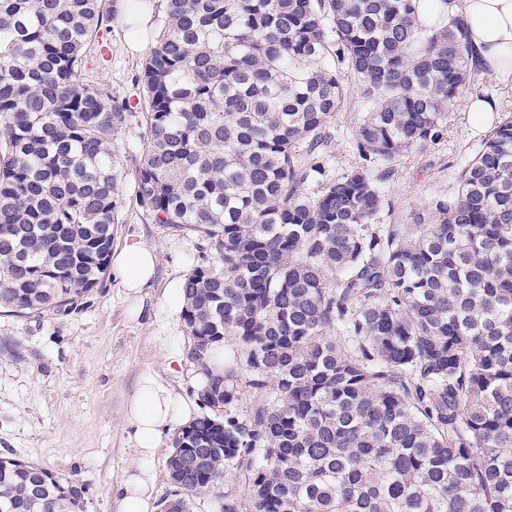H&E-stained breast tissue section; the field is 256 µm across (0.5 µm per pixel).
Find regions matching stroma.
Listing matches in <instances>:
<instances>
[{"mask_svg": "<svg viewBox=\"0 0 512 512\" xmlns=\"http://www.w3.org/2000/svg\"><path fill=\"white\" fill-rule=\"evenodd\" d=\"M99 39L100 46L88 52V82L106 85L120 98L135 97L146 51L129 50L128 27L119 14L103 26ZM142 135L134 118L112 141L125 168L112 248L138 240L157 251L156 274L141 291L142 317L132 318L127 291L112 276L66 316L36 320L0 313V456L34 461L84 484L85 512H120L119 486L137 461L125 403L139 377L156 373L187 397L194 388L186 360L192 339L182 318L169 314L164 296L200 262L203 252L195 237L153 223L137 207L133 175ZM484 136L459 107L451 114L443 143L404 157L394 176L381 184L395 220L427 222V199L455 189L458 171ZM163 336L171 337L173 349L184 358L177 371L166 367L159 343Z\"/></svg>", "mask_w": 512, "mask_h": 512, "instance_id": "obj_1", "label": "stroma"}]
</instances>
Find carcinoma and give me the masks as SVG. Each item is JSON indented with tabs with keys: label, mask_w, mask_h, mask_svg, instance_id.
<instances>
[{
	"label": "carcinoma",
	"mask_w": 512,
	"mask_h": 512,
	"mask_svg": "<svg viewBox=\"0 0 512 512\" xmlns=\"http://www.w3.org/2000/svg\"><path fill=\"white\" fill-rule=\"evenodd\" d=\"M446 8L165 0L136 114L83 77L107 0H0V309L64 316L103 283L112 140L135 116L137 205L214 255L181 284L206 382L162 512L225 478L245 493L219 512H512V117L427 200L431 223H378L379 183L486 80L462 16L424 19ZM353 87L357 160L331 176ZM85 494L0 456L11 512H83Z\"/></svg>",
	"instance_id": "1"
}]
</instances>
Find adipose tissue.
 Instances as JSON below:
<instances>
[{
    "instance_id": "1",
    "label": "adipose tissue",
    "mask_w": 512,
    "mask_h": 512,
    "mask_svg": "<svg viewBox=\"0 0 512 512\" xmlns=\"http://www.w3.org/2000/svg\"><path fill=\"white\" fill-rule=\"evenodd\" d=\"M448 11L461 15L480 52L483 69L512 85V0H450ZM156 256L141 242L128 243L115 256L114 275L136 294L153 277ZM190 420L184 397L159 376L143 374L127 404L129 436L139 457L120 486L121 512H154L155 475L151 463L164 434Z\"/></svg>"
}]
</instances>
